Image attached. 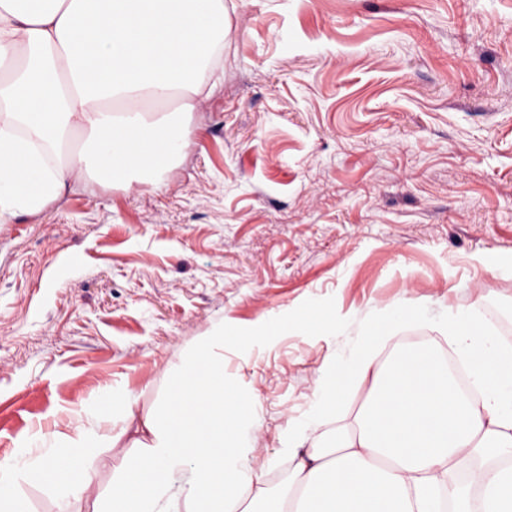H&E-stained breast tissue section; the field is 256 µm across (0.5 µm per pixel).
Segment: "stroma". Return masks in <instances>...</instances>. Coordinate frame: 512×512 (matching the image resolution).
<instances>
[{"label": "stroma", "mask_w": 512, "mask_h": 512, "mask_svg": "<svg viewBox=\"0 0 512 512\" xmlns=\"http://www.w3.org/2000/svg\"><path fill=\"white\" fill-rule=\"evenodd\" d=\"M148 182L73 176L0 223V462L29 512H102L200 343L256 460L390 305L447 348L452 310L512 349V0H224V44ZM491 290H483V283ZM324 316L327 336L296 320ZM82 411L77 425L73 411ZM88 439L80 494L25 478Z\"/></svg>", "instance_id": "1"}]
</instances>
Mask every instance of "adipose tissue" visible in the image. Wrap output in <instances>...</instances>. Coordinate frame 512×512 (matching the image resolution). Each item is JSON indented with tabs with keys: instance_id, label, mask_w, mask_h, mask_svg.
Masks as SVG:
<instances>
[{
	"instance_id": "obj_1",
	"label": "adipose tissue",
	"mask_w": 512,
	"mask_h": 512,
	"mask_svg": "<svg viewBox=\"0 0 512 512\" xmlns=\"http://www.w3.org/2000/svg\"><path fill=\"white\" fill-rule=\"evenodd\" d=\"M224 42V0H0V223L58 198L75 173L121 180L172 160L185 145L179 112ZM180 98L179 112L161 104ZM398 306L372 322L348 361L325 369L315 418L358 381L349 425L289 438L293 463L273 492L248 463L246 408L224 383L211 341L177 374L165 402L125 456L108 512H172L165 494L189 467L182 512H512V350L469 312L448 318L478 397L459 396L428 346L373 363ZM31 467L38 485L88 491L83 443Z\"/></svg>"
}]
</instances>
